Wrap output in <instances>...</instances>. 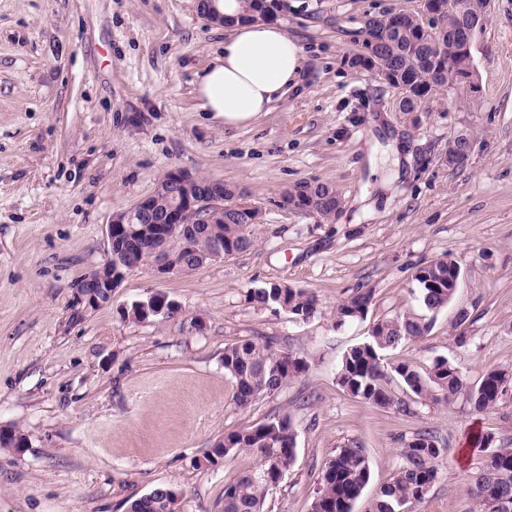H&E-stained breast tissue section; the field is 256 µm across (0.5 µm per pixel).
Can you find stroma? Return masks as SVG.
I'll list each match as a JSON object with an SVG mask.
<instances>
[{
	"instance_id": "stroma-1",
	"label": "stroma",
	"mask_w": 512,
	"mask_h": 512,
	"mask_svg": "<svg viewBox=\"0 0 512 512\" xmlns=\"http://www.w3.org/2000/svg\"><path fill=\"white\" fill-rule=\"evenodd\" d=\"M276 21L306 54L298 87L257 121L227 128L200 112L193 84L224 41L198 0H0V428L28 441L0 447V512H126L165 484L179 512H219L224 487L261 467L233 451L199 467L224 434L288 414L297 455L265 512H309L339 449L363 448L369 512L406 441L433 435L450 454L412 512H471L481 466L472 435L512 448V388L492 408L453 403L378 408L336 382L343 354L379 319L421 313L416 269L451 255L453 301L389 362L444 357L468 384L512 373V0H491L471 47L480 99L438 89L417 119L401 88L351 68L365 17L422 11L423 0H285ZM473 139L448 166V139ZM219 179L260 213L254 245L186 273L128 274L111 305H75L76 284L110 256L114 214L149 196L172 170ZM336 189L335 219L280 205L300 182ZM273 283L312 292L307 320L246 301ZM369 290L366 318L336 324V307ZM162 293L177 317L129 322L119 312ZM468 342L451 328L459 309ZM202 319L196 330L193 319ZM267 340L309 369L245 409L233 401L224 348Z\"/></svg>"
}]
</instances>
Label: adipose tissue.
Listing matches in <instances>:
<instances>
[{"label":"adipose tissue","instance_id":"adipose-tissue-1","mask_svg":"<svg viewBox=\"0 0 512 512\" xmlns=\"http://www.w3.org/2000/svg\"><path fill=\"white\" fill-rule=\"evenodd\" d=\"M212 7L224 16L223 51L198 76L194 94L200 111L242 127L298 85L303 49L279 25L246 19L243 0H213Z\"/></svg>","mask_w":512,"mask_h":512}]
</instances>
